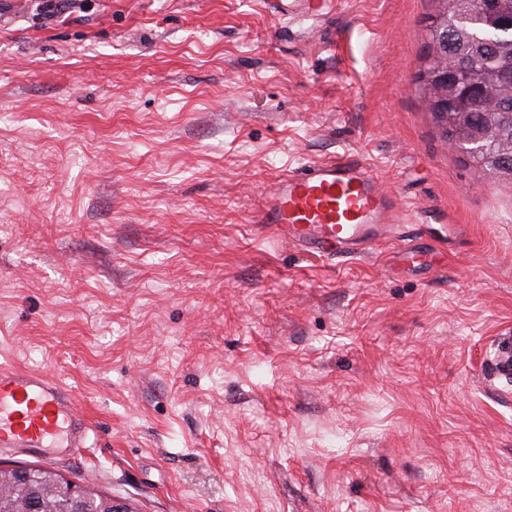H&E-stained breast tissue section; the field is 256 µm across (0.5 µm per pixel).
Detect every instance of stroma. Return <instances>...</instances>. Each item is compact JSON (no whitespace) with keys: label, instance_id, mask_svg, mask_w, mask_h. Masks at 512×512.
<instances>
[{"label":"stroma","instance_id":"35a3bbf8","mask_svg":"<svg viewBox=\"0 0 512 512\" xmlns=\"http://www.w3.org/2000/svg\"><path fill=\"white\" fill-rule=\"evenodd\" d=\"M36 2L0 11V364L73 392L53 468L139 512H512V184L421 97L435 0ZM341 155L406 239L265 236ZM84 4V0H38L36 16L42 23H51L83 9Z\"/></svg>","mask_w":512,"mask_h":512}]
</instances>
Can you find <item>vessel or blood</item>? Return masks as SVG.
<instances>
[{"label": "vessel or blood", "mask_w": 512, "mask_h": 512, "mask_svg": "<svg viewBox=\"0 0 512 512\" xmlns=\"http://www.w3.org/2000/svg\"><path fill=\"white\" fill-rule=\"evenodd\" d=\"M394 200L358 159L343 155L287 174L259 210L263 232L325 257L359 253L401 221ZM86 427L69 389L47 375L0 365V450L45 458L80 452Z\"/></svg>", "instance_id": "1"}]
</instances>
